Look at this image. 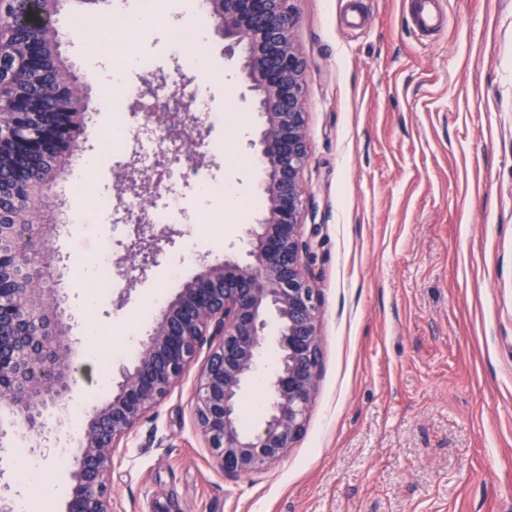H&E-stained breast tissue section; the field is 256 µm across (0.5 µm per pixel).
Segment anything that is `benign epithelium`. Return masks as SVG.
Segmentation results:
<instances>
[{
    "label": "benign epithelium",
    "mask_w": 512,
    "mask_h": 512,
    "mask_svg": "<svg viewBox=\"0 0 512 512\" xmlns=\"http://www.w3.org/2000/svg\"><path fill=\"white\" fill-rule=\"evenodd\" d=\"M71 0H0V160L24 162L18 175L0 173V452L18 427L34 448L49 452L58 441L51 419L72 390L73 352L68 294L43 285L60 282L65 257L47 261L50 225L59 210L53 185L67 172V158L81 149L76 129L84 122L88 89L60 63L53 19ZM292 0H204L224 39V55L239 57L240 71L264 118L255 157L267 171L263 205L242 239L248 261L236 256L199 260V272L163 306L139 342L132 367L119 368L112 398L91 412L81 438L67 512H112L109 482L117 449L137 424L169 395L199 352L209 354L195 394L193 416L212 449L215 467L242 476L279 461L305 432L322 365L320 296L313 285L311 242L303 228L307 191L302 172L309 159L303 110L306 62L295 39ZM51 72L55 103L15 79V69ZM132 110L147 132L202 146L197 117L166 90L148 84ZM168 158L144 169L121 168L118 195L150 194L167 172ZM120 262L147 274L180 231L151 224L146 214L127 218ZM278 321L279 362L270 379L263 424L239 427L237 404L261 358L267 317ZM16 498L0 467V512H15Z\"/></svg>",
    "instance_id": "1"
}]
</instances>
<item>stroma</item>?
Here are the masks:
<instances>
[{
    "mask_svg": "<svg viewBox=\"0 0 512 512\" xmlns=\"http://www.w3.org/2000/svg\"><path fill=\"white\" fill-rule=\"evenodd\" d=\"M446 28L416 31L411 0H293L306 60L310 159L307 226L321 299L323 365L306 430L287 455L251 475L224 476L194 426L197 370L136 426L114 458L112 512H512V0H442ZM108 5L66 6L55 17L61 58L92 84L84 49L123 22ZM164 21L129 31L153 57L145 85L186 64ZM204 71H188L211 112L195 166L233 184L247 218L206 224L193 186L163 182L187 206L177 247L148 275L87 305L97 222L82 184L57 183L80 218L52 253L69 259L67 286L81 326L93 327L90 380L61 418L78 448L94 407L112 394L125 344L190 282L197 258L237 250L260 206L266 173L253 156L262 118L241 98L239 61L210 37ZM70 170L95 164L104 186L133 161L103 149L112 128L97 98Z\"/></svg>",
    "mask_w": 512,
    "mask_h": 512,
    "instance_id": "stroma-1",
    "label": "stroma"
}]
</instances>
